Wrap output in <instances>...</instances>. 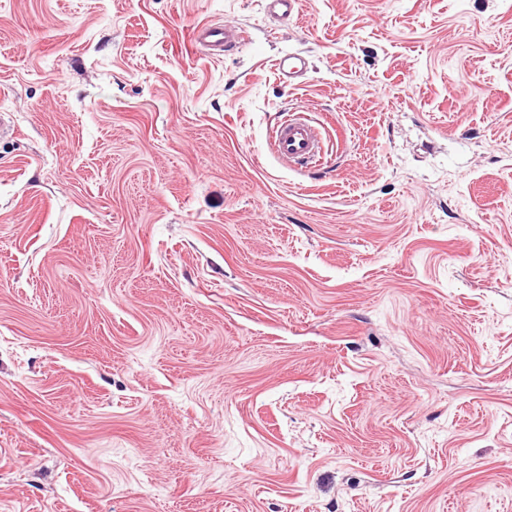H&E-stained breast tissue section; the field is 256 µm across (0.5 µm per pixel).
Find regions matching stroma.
<instances>
[{"label":"stroma","instance_id":"obj_1","mask_svg":"<svg viewBox=\"0 0 512 512\" xmlns=\"http://www.w3.org/2000/svg\"><path fill=\"white\" fill-rule=\"evenodd\" d=\"M1 113L0 512H512V0H0ZM194 46L209 56H223L245 39L240 28L223 23H206L194 27L191 31ZM276 65L281 82L288 87L297 85L298 79L305 76L308 68L307 59L299 53L284 54ZM272 146L283 163L290 167L303 165L321 156V131L308 118L291 115L275 128Z\"/></svg>","mask_w":512,"mask_h":512}]
</instances>
